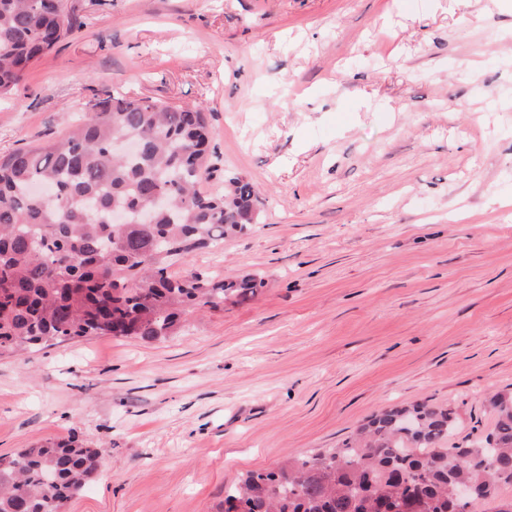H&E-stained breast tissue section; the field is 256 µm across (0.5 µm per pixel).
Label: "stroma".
<instances>
[{"label":"stroma","mask_w":512,"mask_h":512,"mask_svg":"<svg viewBox=\"0 0 512 512\" xmlns=\"http://www.w3.org/2000/svg\"><path fill=\"white\" fill-rule=\"evenodd\" d=\"M74 28L0 96V152L118 91L205 105L261 219L194 268L262 278L162 341L0 356V456L103 447L65 512H214L381 409L512 393V0H67Z\"/></svg>","instance_id":"stroma-1"}]
</instances>
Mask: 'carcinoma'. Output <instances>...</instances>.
<instances>
[{"label": "carcinoma", "instance_id": "obj_1", "mask_svg": "<svg viewBox=\"0 0 512 512\" xmlns=\"http://www.w3.org/2000/svg\"><path fill=\"white\" fill-rule=\"evenodd\" d=\"M73 28L65 0H0V95ZM32 148L0 154V353L89 336L164 339L194 309L242 304L256 278L217 280L177 261L258 223L246 178L208 152L206 109L120 93ZM223 172L218 193L201 186ZM161 193L166 205L145 221ZM121 212L125 223L115 224ZM493 430L479 444L445 445L454 423L434 403L386 409L339 448L290 457L224 490L216 512H381L408 498L414 512H495L512 488V395L487 400ZM102 452L76 436L0 457V512H63ZM480 499L456 503L452 489Z\"/></svg>", "mask_w": 512, "mask_h": 512}]
</instances>
